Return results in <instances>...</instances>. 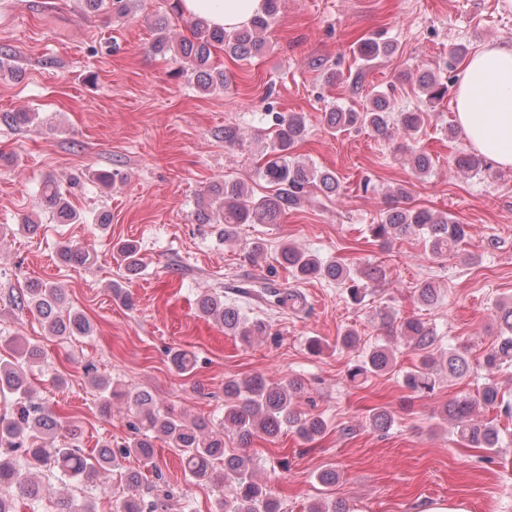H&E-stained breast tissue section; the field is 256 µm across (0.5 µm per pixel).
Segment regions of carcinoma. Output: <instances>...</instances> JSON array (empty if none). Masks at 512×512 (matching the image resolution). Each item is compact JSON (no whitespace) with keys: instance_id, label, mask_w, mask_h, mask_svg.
Listing matches in <instances>:
<instances>
[{"instance_id":"1","label":"carcinoma","mask_w":512,"mask_h":512,"mask_svg":"<svg viewBox=\"0 0 512 512\" xmlns=\"http://www.w3.org/2000/svg\"><path fill=\"white\" fill-rule=\"evenodd\" d=\"M131 0H84L87 12L95 15L115 14L125 17L131 12ZM168 11L155 15L152 27L155 39L151 45L154 54L169 56L182 64V69L195 75L200 91L211 94L222 91L228 80L224 71L213 67V50L224 51L239 60H248L262 53L263 33L270 27L280 11L281 0H264L262 13L231 31L214 27L203 18L190 21L191 37L173 41L170 36L171 16L179 14V0H167ZM394 51L386 40L367 38L358 42L363 63L368 64ZM418 86L426 102L434 104L448 95V82L431 72L419 75ZM324 126L331 133L366 128L378 136L392 137L395 132L407 136L419 134L424 124L422 112H393L384 94L374 96L372 106L364 111L333 109L324 113ZM276 137L265 162L260 167L262 178L275 185V192L260 199L253 198V190L245 183L222 180L209 185L196 200V219L202 224L224 225V241L236 237V228L242 224H276L288 211L296 209L307 199L315 186L328 193L341 194L342 186L336 173L307 166L297 160L296 150L307 133L305 116L300 112L278 113L274 116ZM0 122L21 129L33 118L29 112H2ZM414 171L423 175L432 167L430 155L423 150H410ZM459 166L476 175L488 167L485 158L474 152L462 155ZM41 203L51 209L61 224H74L80 215L69 204L60 184L46 180L41 187ZM373 241L386 247L408 235L422 237L426 250L434 257L445 256L456 250L467 237V225L460 224L445 213H438L409 203L408 189L399 185L389 194L387 209L380 223L369 225ZM126 271L136 275L143 267L140 248L131 240L114 244ZM66 261L84 264L88 253L76 244H68L61 251ZM280 263L298 279H327L347 286L351 299L358 302L362 293L385 280V268L368 262L352 264L342 258L324 262L308 252L285 242L280 252ZM415 298L425 306L439 301V292L429 282L414 288ZM19 304L36 312L52 336H90L93 325L86 316L68 306L66 292L49 283L33 281L20 296ZM199 312L224 326V331L238 337L241 343L251 344L268 333L267 325L252 320L241 310L224 303L220 294H205L199 299ZM499 335L486 350L483 366L487 372L478 396L459 394L446 403L439 414L443 425L449 427L458 440L470 448L494 454L499 451L500 430L497 419L477 418L478 410H502L509 414L512 406L506 404L495 373L512 367V306L500 305L497 312ZM383 325L388 335L399 338L404 347L417 358L413 368L403 374V386L413 397L429 396L446 377L457 380L470 371L469 352L465 344L441 352L437 348L436 331L427 322L416 317L399 321L389 311L381 310ZM13 360H0V394L13 397L12 412L0 417V512H16L15 499L30 503L42 499L45 487L21 468L14 453L21 451L30 465L46 469L60 479L78 480L85 484L79 500L63 498L59 512H94L91 505L98 491L97 476L107 470L122 468L121 460L137 457L147 464L154 463L153 439H164L169 447L177 449L186 476L196 482L213 486L217 508L214 512H283L282 503L273 497L267 487L257 480L261 459L248 451L256 438L275 441L290 431L306 442L322 439L327 433L324 418L298 406L305 393L304 383L298 378L272 381L263 377L228 380L224 383V418L216 426L203 421H188L171 411L160 409L147 391L134 393L109 388V383L96 375L93 368L85 369L92 386L107 394L105 400L126 399L135 408L133 430L137 437L119 451L103 445L91 456L58 441L57 421L53 412L29 385L25 368L41 362L42 352L35 346L12 341ZM170 362L179 375L190 374L197 364L196 356L185 350L170 353ZM396 348L383 343L365 350L360 360L348 369L350 381L384 375L396 366ZM370 426L388 431L395 423V413L385 407L372 409ZM236 435L243 447L238 453L224 451V434ZM128 494L119 512H169L172 492L161 486L150 494L139 492L141 475L124 471ZM308 512H350L342 500L316 502Z\"/></svg>"}]
</instances>
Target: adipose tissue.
<instances>
[{"instance_id":"adipose-tissue-1","label":"adipose tissue","mask_w":512,"mask_h":512,"mask_svg":"<svg viewBox=\"0 0 512 512\" xmlns=\"http://www.w3.org/2000/svg\"><path fill=\"white\" fill-rule=\"evenodd\" d=\"M185 17L201 16L227 30L263 9V0H182ZM469 143L496 166L512 168V44L494 42L466 59L453 101Z\"/></svg>"}]
</instances>
